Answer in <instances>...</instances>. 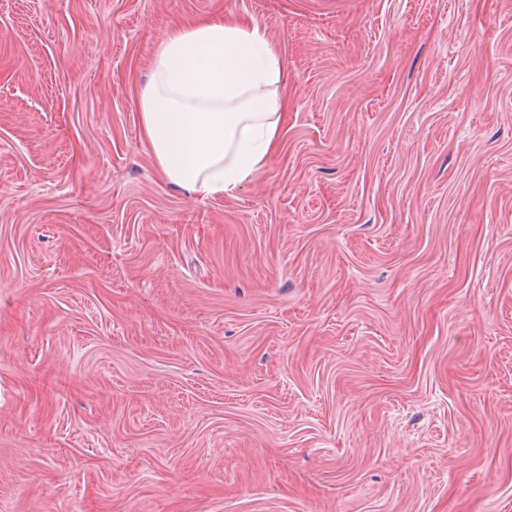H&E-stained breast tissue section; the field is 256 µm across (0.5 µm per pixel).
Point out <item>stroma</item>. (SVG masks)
Wrapping results in <instances>:
<instances>
[{
  "label": "stroma",
  "instance_id": "1",
  "mask_svg": "<svg viewBox=\"0 0 512 512\" xmlns=\"http://www.w3.org/2000/svg\"><path fill=\"white\" fill-rule=\"evenodd\" d=\"M233 16L287 130L196 200L136 99ZM0 512H512V0H0Z\"/></svg>",
  "mask_w": 512,
  "mask_h": 512
}]
</instances>
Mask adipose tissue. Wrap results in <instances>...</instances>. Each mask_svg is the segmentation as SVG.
<instances>
[{"mask_svg":"<svg viewBox=\"0 0 512 512\" xmlns=\"http://www.w3.org/2000/svg\"><path fill=\"white\" fill-rule=\"evenodd\" d=\"M285 74L253 19L170 29L137 99L144 144L166 182L203 200L234 193L276 152Z\"/></svg>","mask_w":512,"mask_h":512,"instance_id":"adipose-tissue-1","label":"adipose tissue"}]
</instances>
